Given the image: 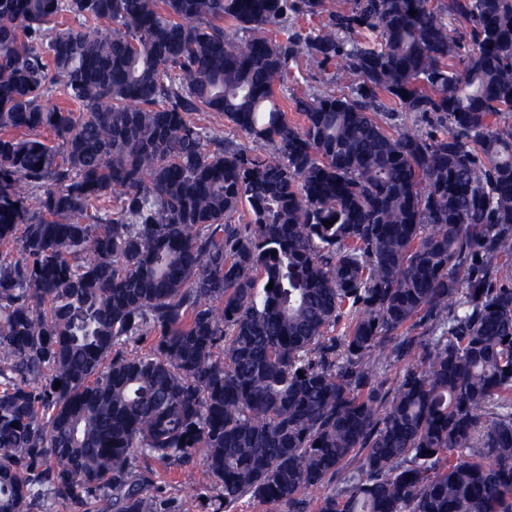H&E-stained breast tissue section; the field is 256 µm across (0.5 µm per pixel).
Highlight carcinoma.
Masks as SVG:
<instances>
[{"label":"carcinoma","instance_id":"obj_1","mask_svg":"<svg viewBox=\"0 0 512 512\" xmlns=\"http://www.w3.org/2000/svg\"><path fill=\"white\" fill-rule=\"evenodd\" d=\"M346 4L0 0V512H512V0ZM309 86H312L315 90H319L322 92L333 93L336 95L341 94H349L348 88L345 85L336 82V85L328 84L326 80L324 81L318 71H312L307 76V82L303 81L300 77L298 79V83L294 80L292 75L288 78V81L285 82L282 90H278L277 94L280 95L281 101L283 105L286 107L287 99L284 96H288V110L290 105V97L291 93L301 94L304 90L308 89ZM202 456L196 454L195 465L193 467H165L156 464V476L154 478V489L157 494L168 498L170 501L178 502L185 497H205V508L202 512H212L207 504L209 500L215 501L218 496V490L213 486L203 487L199 483V470L202 467Z\"/></svg>","mask_w":512,"mask_h":512}]
</instances>
